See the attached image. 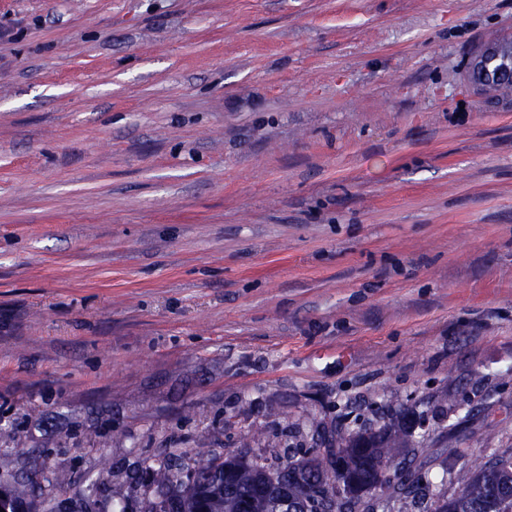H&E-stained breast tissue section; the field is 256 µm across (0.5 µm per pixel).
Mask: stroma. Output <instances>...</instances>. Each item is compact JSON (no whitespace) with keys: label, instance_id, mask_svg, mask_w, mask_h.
Instances as JSON below:
<instances>
[{"label":"stroma","instance_id":"35a3bbf8","mask_svg":"<svg viewBox=\"0 0 512 512\" xmlns=\"http://www.w3.org/2000/svg\"><path fill=\"white\" fill-rule=\"evenodd\" d=\"M0 485L144 512L145 458L360 418L512 452V0H0ZM66 476L58 488L46 478Z\"/></svg>","mask_w":512,"mask_h":512}]
</instances>
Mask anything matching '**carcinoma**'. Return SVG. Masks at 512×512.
Here are the masks:
<instances>
[{
    "mask_svg": "<svg viewBox=\"0 0 512 512\" xmlns=\"http://www.w3.org/2000/svg\"><path fill=\"white\" fill-rule=\"evenodd\" d=\"M418 423L413 414L379 433L338 429L322 445L303 448L276 468L202 448L192 483L184 480L176 455L149 457L147 469L160 493L147 512H276L284 497L292 512H319L318 503L338 480L350 497L347 508L335 512H374L365 495L377 489L407 512L424 499L430 512H512V453H494L479 469L459 474V491L451 496L423 470L409 473L408 488L398 485L389 468ZM25 494L23 487L0 486V500L11 512H19Z\"/></svg>",
    "mask_w": 512,
    "mask_h": 512,
    "instance_id": "carcinoma-1",
    "label": "carcinoma"
}]
</instances>
